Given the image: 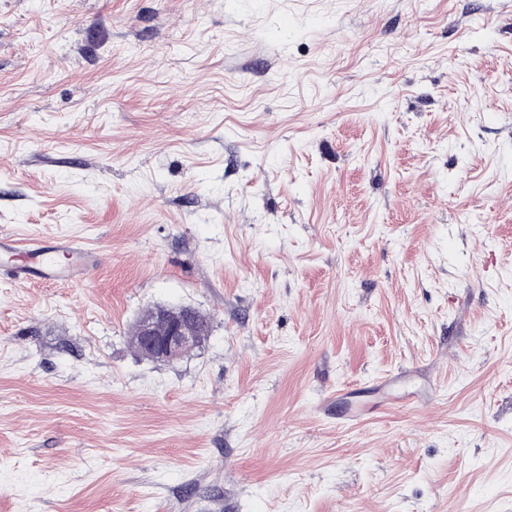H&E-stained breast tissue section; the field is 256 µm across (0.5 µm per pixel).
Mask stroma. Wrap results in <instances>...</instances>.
Returning <instances> with one entry per match:
<instances>
[{"mask_svg": "<svg viewBox=\"0 0 512 512\" xmlns=\"http://www.w3.org/2000/svg\"><path fill=\"white\" fill-rule=\"evenodd\" d=\"M1 234L0 512H512V0H0ZM22 250L25 262L12 268L14 277L25 281L28 275L45 280L83 279L90 269L92 254L69 238H55L50 241L32 238L23 245L11 236H0V251ZM64 256L65 264H59L57 257ZM197 322L194 313L149 308L138 323L141 348L157 359L177 360L196 347ZM208 328V320L203 315L198 322L199 344Z\"/></svg>", "mask_w": 512, "mask_h": 512, "instance_id": "1", "label": "stroma"}]
</instances>
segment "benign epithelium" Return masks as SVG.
Here are the masks:
<instances>
[{
	"label": "benign epithelium",
	"instance_id": "1",
	"mask_svg": "<svg viewBox=\"0 0 512 512\" xmlns=\"http://www.w3.org/2000/svg\"><path fill=\"white\" fill-rule=\"evenodd\" d=\"M197 322L193 313L152 307L139 319L141 348L157 359L177 360L196 347Z\"/></svg>",
	"mask_w": 512,
	"mask_h": 512
}]
</instances>
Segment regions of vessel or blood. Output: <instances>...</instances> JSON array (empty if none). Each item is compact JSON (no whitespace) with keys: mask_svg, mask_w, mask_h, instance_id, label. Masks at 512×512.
<instances>
[{"mask_svg":"<svg viewBox=\"0 0 512 512\" xmlns=\"http://www.w3.org/2000/svg\"><path fill=\"white\" fill-rule=\"evenodd\" d=\"M17 250L23 251L25 262L12 268L11 273L21 280L31 275L45 280H79L93 261L90 252L68 238H33L23 243L11 236H0V251Z\"/></svg>","mask_w":512,"mask_h":512,"instance_id":"b4317fda","label":"vessel or blood"}]
</instances>
